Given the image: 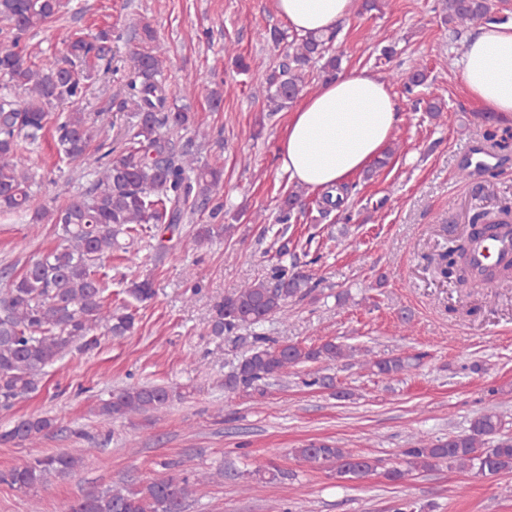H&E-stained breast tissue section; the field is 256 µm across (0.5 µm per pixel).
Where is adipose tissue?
I'll return each mask as SVG.
<instances>
[{
  "mask_svg": "<svg viewBox=\"0 0 512 512\" xmlns=\"http://www.w3.org/2000/svg\"><path fill=\"white\" fill-rule=\"evenodd\" d=\"M300 34L324 32L349 16L353 0H275ZM470 93L491 112L512 115V23L479 25L461 61ZM399 120L387 84L364 70L324 81L288 117L278 149L291 181L309 190L341 187L377 160Z\"/></svg>",
  "mask_w": 512,
  "mask_h": 512,
  "instance_id": "1",
  "label": "adipose tissue"
}]
</instances>
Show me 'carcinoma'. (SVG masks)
I'll use <instances>...</instances> for the list:
<instances>
[{
    "instance_id": "carcinoma-1",
    "label": "carcinoma",
    "mask_w": 512,
    "mask_h": 512,
    "mask_svg": "<svg viewBox=\"0 0 512 512\" xmlns=\"http://www.w3.org/2000/svg\"><path fill=\"white\" fill-rule=\"evenodd\" d=\"M442 19L464 28L492 22L486 0H439ZM61 8L60 0H0V25L13 32L10 48L0 49V78L25 88L28 99L18 102L0 93V212L30 215L33 224H54L65 242L33 260L23 273L0 277V406L8 407L17 398L36 389L45 368L61 358L77 341L104 328L116 337L136 328L135 315L126 307L106 303L105 288L97 264L119 247L118 236L130 238L146 230L148 224L175 227L187 215L200 212L207 223L194 225L193 240L201 246L214 238L229 235L234 225L224 223L223 169L200 161L192 140L176 143L171 131L193 129L195 138L206 131L194 125L187 108L169 104L159 82L165 49L150 25L142 27L145 49L136 54L126 84L127 98L119 109L132 107L131 121L116 144L103 142L89 151L93 121L84 112L57 116L53 127L57 154L96 173L90 189L60 207L33 205V176L26 165L27 153L42 137L50 120V110L63 101H76L85 92L90 67L112 62V38L108 30L78 36L67 56L50 69L29 65L20 47L28 32L49 23ZM336 31L309 33L292 42L288 62L266 77L269 114L280 112L303 90L306 68L321 63V73L336 74L338 59L332 54ZM406 91L421 85L426 67L415 61L409 69L394 72ZM307 189L288 191L279 205L277 222L290 224L304 212ZM512 229V224H487L470 233L466 243L448 255V266L457 267L462 279L484 282L496 279L489 271L476 275L468 260L470 244L477 237L496 230ZM311 277L297 264H277L266 280L246 283L224 296L214 307L210 332L247 346V352L224 377V392L256 388L271 379L288 377L291 369L305 363L326 366L354 360L359 349L334 340L316 347L278 344L251 331L272 317L288 315V305L312 291ZM129 293L138 301L152 298V283H132ZM251 332L252 341L242 336ZM418 355L395 353L363 360L384 380L392 381L412 366ZM309 384L335 391V376L320 369ZM172 390L160 384L133 385L111 393L97 407V415L112 421L131 415L157 416L170 406ZM54 420L31 416L0 433V441L34 443L53 432ZM503 419L490 405L477 413L467 430L448 435L445 440L417 439L402 451L403 463L383 472L392 484H401L416 470L438 463L468 470L477 476L512 471V437L502 434ZM91 448H75L0 472V483L27 492L48 487L50 478L66 477L76 471ZM292 456L314 467L326 469L339 479L360 480L377 470L380 461L328 442H311L292 449ZM213 475L193 477L167 475L139 483L109 486L74 500L65 512H186L187 501L196 486L211 482Z\"/></svg>"
}]
</instances>
